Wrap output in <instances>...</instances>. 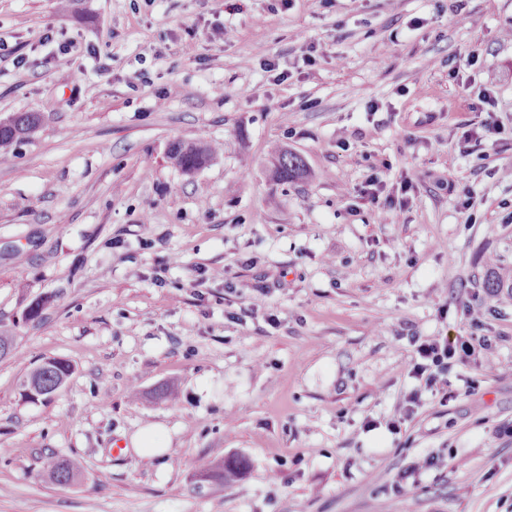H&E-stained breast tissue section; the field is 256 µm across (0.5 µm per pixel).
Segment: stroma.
<instances>
[{"label":"stroma","instance_id":"stroma-1","mask_svg":"<svg viewBox=\"0 0 512 512\" xmlns=\"http://www.w3.org/2000/svg\"><path fill=\"white\" fill-rule=\"evenodd\" d=\"M509 27L512 0H0V118L42 117L0 161V512H512ZM176 141L223 149L187 175ZM275 143L313 179L273 180ZM414 335L485 340L460 396L420 389ZM71 374V365L62 359H49L36 366L30 373L24 391L48 394L57 389ZM163 433V429L159 427H149L143 429L139 434L135 435L132 438V445L135 451L145 454H162L167 448L162 443L156 441L155 439L160 437ZM153 447V448H149ZM246 467H248V461L244 457L227 458L216 464L210 462L200 464L199 476L204 481L224 485V482H231L241 477Z\"/></svg>","mask_w":512,"mask_h":512}]
</instances>
